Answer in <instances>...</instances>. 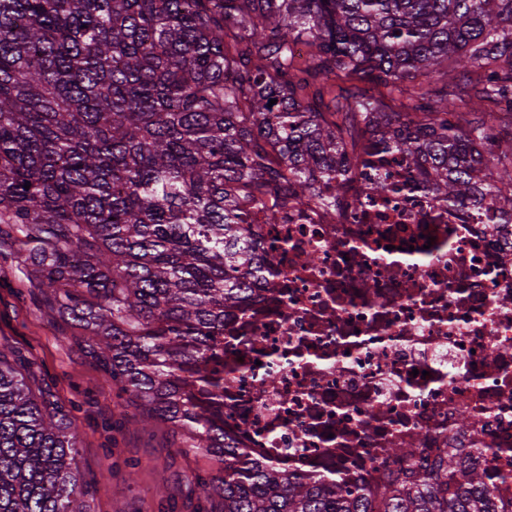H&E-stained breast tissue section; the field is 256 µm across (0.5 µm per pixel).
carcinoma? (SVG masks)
<instances>
[{"instance_id":"carcinoma-1","label":"carcinoma","mask_w":512,"mask_h":512,"mask_svg":"<svg viewBox=\"0 0 512 512\" xmlns=\"http://www.w3.org/2000/svg\"><path fill=\"white\" fill-rule=\"evenodd\" d=\"M299 39L301 72L409 103L389 112L351 86L322 111L291 75ZM435 74L446 84L424 88ZM508 90L512 0H0V224L142 421L218 465L189 490L222 512H503L488 470L453 448L429 465L382 449L412 464L374 488L241 459L224 443V373L194 366L262 273L247 203L310 204L320 182L339 195L377 149L512 225V136L484 157L477 116ZM33 384V363L1 348L0 512H88L78 435Z\"/></svg>"}]
</instances>
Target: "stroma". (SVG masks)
<instances>
[{
    "label": "stroma",
    "instance_id": "35a3bbf8",
    "mask_svg": "<svg viewBox=\"0 0 512 512\" xmlns=\"http://www.w3.org/2000/svg\"><path fill=\"white\" fill-rule=\"evenodd\" d=\"M14 250L0 244V348L29 357L39 387L69 414L89 512H209L210 502L187 484L197 474L215 475V467L183 455L166 424L135 422L129 395L88 353L82 332L46 305Z\"/></svg>",
    "mask_w": 512,
    "mask_h": 512
}]
</instances>
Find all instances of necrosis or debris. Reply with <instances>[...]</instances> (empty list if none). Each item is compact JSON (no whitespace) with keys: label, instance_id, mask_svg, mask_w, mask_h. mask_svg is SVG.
I'll return each instance as SVG.
<instances>
[{"label":"necrosis or debris","instance_id":"necrosis-or-debris-1","mask_svg":"<svg viewBox=\"0 0 512 512\" xmlns=\"http://www.w3.org/2000/svg\"><path fill=\"white\" fill-rule=\"evenodd\" d=\"M246 212L262 278L198 363L224 364L236 454L352 487L400 472L392 443L491 452L488 488L512 501V226L421 189L394 152L356 170L335 211Z\"/></svg>","mask_w":512,"mask_h":512}]
</instances>
